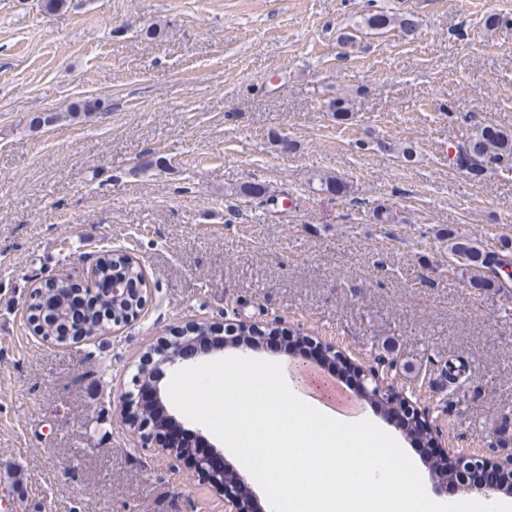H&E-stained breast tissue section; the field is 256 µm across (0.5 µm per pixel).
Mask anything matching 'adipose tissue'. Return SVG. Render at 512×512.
<instances>
[{
  "label": "adipose tissue",
  "instance_id": "1",
  "mask_svg": "<svg viewBox=\"0 0 512 512\" xmlns=\"http://www.w3.org/2000/svg\"><path fill=\"white\" fill-rule=\"evenodd\" d=\"M209 379L244 386L256 404L253 414L224 413V446L242 468H264L274 492L267 512H335L337 488H347L349 512H447L428 498L420 481L398 471L403 456L391 436L367 443L363 416H344L286 364L235 359L213 364Z\"/></svg>",
  "mask_w": 512,
  "mask_h": 512
}]
</instances>
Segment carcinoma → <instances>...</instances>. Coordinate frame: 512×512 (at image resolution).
Returning a JSON list of instances; mask_svg holds the SVG:
<instances>
[{"mask_svg": "<svg viewBox=\"0 0 512 512\" xmlns=\"http://www.w3.org/2000/svg\"><path fill=\"white\" fill-rule=\"evenodd\" d=\"M363 25L372 30H382L390 26H399L407 33H412L417 27L412 15L397 16L377 12L363 18ZM455 152L465 156L469 163L482 165L493 163L496 167L512 166V130L496 126H478L473 129L468 138L453 145ZM236 194L252 199L258 206H267L277 202V198L267 194L266 187L260 183L246 182L240 185ZM448 251L455 259L456 267L462 275L471 281L478 282L482 288H501L499 270L512 267V248L505 247V253L491 255L480 244L459 232L448 231ZM96 276L101 280H117L128 288L134 284L143 287L142 273L137 265L118 252L107 250L100 255L96 266ZM70 283L64 280L57 282L56 287L48 288L33 300L29 310L45 313L51 321L45 324L44 335L53 336L58 342L66 341L62 328L67 322L66 290ZM135 301L112 302L103 298L90 303L84 312L83 323L86 333L96 335L106 330L112 319L124 318L134 308ZM433 466L439 477L449 482H461L460 463L453 460L433 461Z\"/></svg>", "mask_w": 512, "mask_h": 512, "instance_id": "obj_1", "label": "carcinoma"}]
</instances>
